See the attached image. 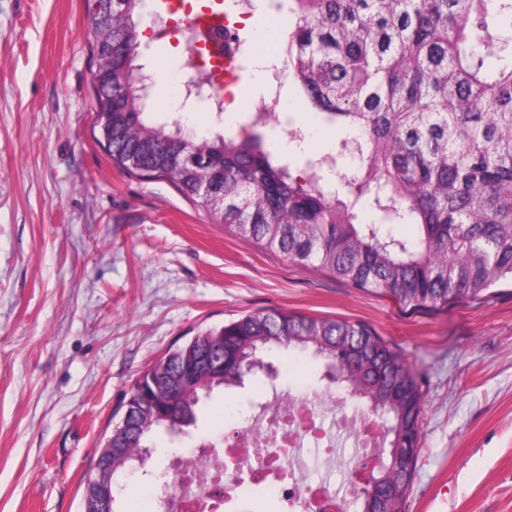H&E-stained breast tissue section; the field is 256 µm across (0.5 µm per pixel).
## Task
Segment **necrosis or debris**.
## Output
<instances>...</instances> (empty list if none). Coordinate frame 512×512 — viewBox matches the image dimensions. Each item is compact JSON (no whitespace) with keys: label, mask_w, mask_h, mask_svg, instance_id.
<instances>
[{"label":"necrosis or debris","mask_w":512,"mask_h":512,"mask_svg":"<svg viewBox=\"0 0 512 512\" xmlns=\"http://www.w3.org/2000/svg\"><path fill=\"white\" fill-rule=\"evenodd\" d=\"M181 9L183 20L159 22L186 46L187 71L178 75L177 89L185 90L190 78L204 74L211 78L213 102L230 103L243 72L246 47L237 49L231 64L216 67L212 49L185 20L194 11L191 0H184ZM325 403V396L318 394L279 395L271 406L258 409L233 441H208L193 456L173 458L175 485L161 487L156 494L164 503L163 512H221L228 489L245 479L268 485L271 510L286 501L305 512H346L351 489L334 488L301 464L311 447L329 455L336 446L318 417Z\"/></svg>","instance_id":"necrosis-or-debris-1"}]
</instances>
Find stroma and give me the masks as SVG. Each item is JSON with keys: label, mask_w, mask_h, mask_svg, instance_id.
<instances>
[{"label": "stroma", "mask_w": 512, "mask_h": 512, "mask_svg": "<svg viewBox=\"0 0 512 512\" xmlns=\"http://www.w3.org/2000/svg\"><path fill=\"white\" fill-rule=\"evenodd\" d=\"M137 19L155 108L170 106L184 44ZM85 0H0V512H81L88 476L135 381L168 349L249 313L360 322L421 376L419 456L405 512H512V286L404 311L235 236L163 177L99 142ZM261 129L291 169L343 128L288 93ZM302 127L301 147L288 144ZM278 383L311 393L325 367L268 354ZM257 380L216 397L185 448L232 435Z\"/></svg>", "instance_id": "stroma-1"}]
</instances>
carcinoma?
Returning <instances> with one entry per match:
<instances>
[{"instance_id": "carcinoma-1", "label": "carcinoma", "mask_w": 512, "mask_h": 512, "mask_svg": "<svg viewBox=\"0 0 512 512\" xmlns=\"http://www.w3.org/2000/svg\"><path fill=\"white\" fill-rule=\"evenodd\" d=\"M143 0L88 12L103 146L132 172L169 178L230 231L356 288L379 289L419 311L512 284V0H288V66L296 93L325 120L355 130L296 175L256 135L215 132L183 143V126L146 112L134 16ZM354 145L357 165L323 166ZM211 192L200 193L204 175ZM376 218L360 220L362 197ZM401 225L414 234L397 233ZM286 349L325 360L346 397L385 419L383 467L357 512H403L420 452L422 385L396 349L359 323L281 311L245 315L169 350L134 383L122 423L100 451L110 498L82 512H118L120 478L163 431L198 421L205 400L256 374L257 354Z\"/></svg>"}]
</instances>
